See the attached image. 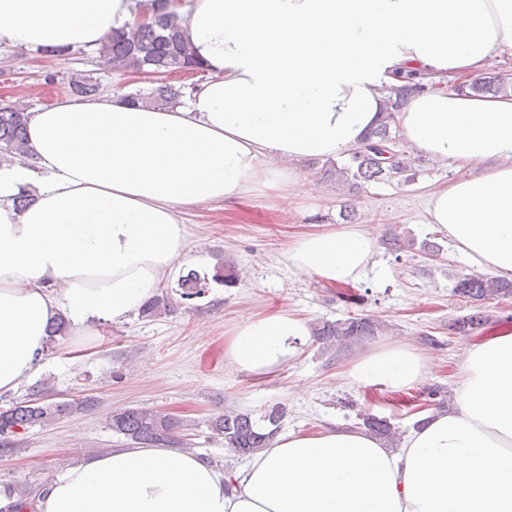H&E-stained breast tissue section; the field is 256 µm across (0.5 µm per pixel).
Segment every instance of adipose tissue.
<instances>
[{
	"label": "adipose tissue",
	"instance_id": "ef3b65f1",
	"mask_svg": "<svg viewBox=\"0 0 512 512\" xmlns=\"http://www.w3.org/2000/svg\"><path fill=\"white\" fill-rule=\"evenodd\" d=\"M144 2L0 0V41L95 49ZM179 19L209 74L182 104L67 97L28 110L27 154L0 161V394L35 372L59 316L79 345L141 310L185 253V208L286 198L297 164L364 144L384 86L410 71L430 89L397 113L402 140L470 169L430 195L428 221L512 280V96L464 90L512 52V0H194ZM376 250L356 225L297 237L284 258L333 285L364 278ZM309 333L264 314L229 330L226 353L265 376ZM427 371L395 340L346 376L399 394ZM35 512H512V321L467 346L453 407L401 448L332 425L275 436L229 476L196 452L131 442L65 464Z\"/></svg>",
	"mask_w": 512,
	"mask_h": 512
}]
</instances>
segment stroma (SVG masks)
<instances>
[{"label":"stroma","mask_w":512,"mask_h":512,"mask_svg":"<svg viewBox=\"0 0 512 512\" xmlns=\"http://www.w3.org/2000/svg\"><path fill=\"white\" fill-rule=\"evenodd\" d=\"M76 71L93 74L104 94L150 85L145 77L104 69L90 49L75 50L48 67L37 52L1 43L0 104L21 102L30 109L52 104L69 95L70 76ZM463 174L455 163L422 157L411 182L391 180L340 191L325 178L322 160L312 159L301 164L299 178L321 186L323 200H312L301 189L278 210L262 196L212 211L188 210L190 250L161 285L169 298L165 311L102 325L96 337L75 350L70 344L80 328L70 325L65 336L56 337L31 379L16 391L0 394V408H6L27 400L33 387L45 382L58 397L94 401L85 412L24 434L17 451L0 457V486L46 482L65 463L123 444L107 416L128 407L165 410L187 419L193 450L220 466L241 463L229 457L223 440L212 439L208 428L209 420L228 408L258 418L273 405L285 406L286 433H314L331 424L352 427L366 413L390 419L399 431L408 430L416 417L408 396L353 384L344 373L360 355L403 339L429 366L419 391L456 386L469 339L449 334L448 323L468 314L471 304L452 287L455 275L473 267L453 251L436 225L427 223L426 199L430 191ZM346 205L354 208L351 221L372 225L378 239L376 263L367 276L329 285L289 269L284 259L289 242L304 233L345 226L349 220L340 210ZM390 210L397 221L379 223L380 214ZM394 235L413 238L415 248L392 253L387 240ZM425 240L437 241L442 253L431 257L420 251L418 244ZM226 266L233 267L235 284L211 280L204 296L181 298L179 275L193 269L211 278ZM275 312L310 324L364 314L381 319L386 328L339 352L311 338L302 341L294 358L265 377L235 368L225 356V330ZM427 334L435 336V344L424 342Z\"/></svg>","instance_id":"obj_1"}]
</instances>
